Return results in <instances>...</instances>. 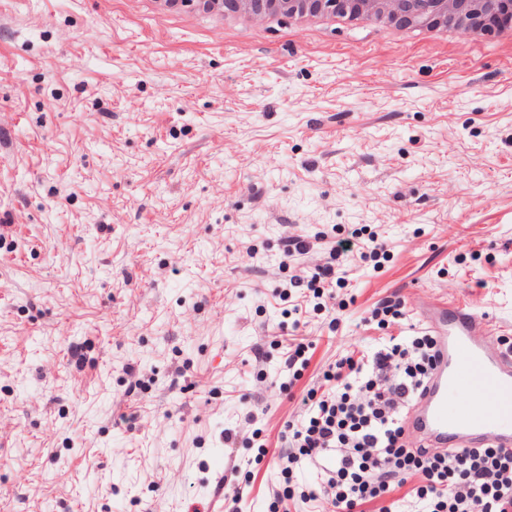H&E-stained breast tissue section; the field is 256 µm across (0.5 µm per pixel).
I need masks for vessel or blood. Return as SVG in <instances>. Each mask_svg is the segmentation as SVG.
<instances>
[{
  "label": "vessel or blood",
  "mask_w": 512,
  "mask_h": 512,
  "mask_svg": "<svg viewBox=\"0 0 512 512\" xmlns=\"http://www.w3.org/2000/svg\"><path fill=\"white\" fill-rule=\"evenodd\" d=\"M437 358L406 416L411 447L443 451L495 444L512 447V357L497 346L490 323L468 304L421 308Z\"/></svg>",
  "instance_id": "1"
}]
</instances>
